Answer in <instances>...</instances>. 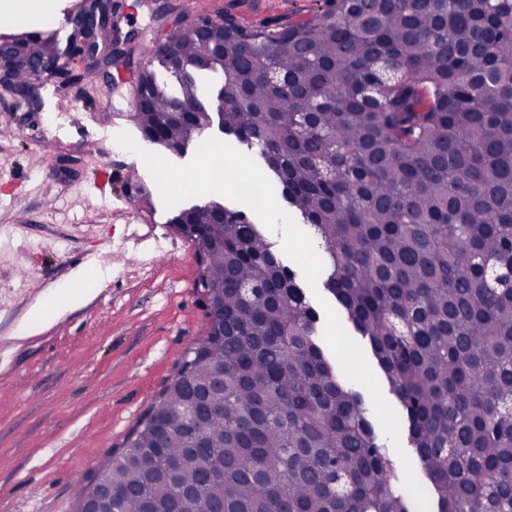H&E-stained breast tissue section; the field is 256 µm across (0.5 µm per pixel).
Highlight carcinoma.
<instances>
[{
    "label": "carcinoma",
    "mask_w": 512,
    "mask_h": 512,
    "mask_svg": "<svg viewBox=\"0 0 512 512\" xmlns=\"http://www.w3.org/2000/svg\"><path fill=\"white\" fill-rule=\"evenodd\" d=\"M306 24L224 20V56L149 75V139L258 150L320 239L321 287L368 339L437 512H512V0H328ZM195 288L224 307L112 451V512H410L320 314L241 211L203 217ZM224 387L206 385L217 372Z\"/></svg>",
    "instance_id": "carcinoma-1"
}]
</instances>
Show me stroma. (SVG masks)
I'll return each instance as SVG.
<instances>
[{
    "label": "stroma",
    "mask_w": 512,
    "mask_h": 512,
    "mask_svg": "<svg viewBox=\"0 0 512 512\" xmlns=\"http://www.w3.org/2000/svg\"><path fill=\"white\" fill-rule=\"evenodd\" d=\"M87 0L53 6L0 40L40 31L66 47ZM131 63L67 62L47 84L0 89V512H73L75 489L99 475L203 335L195 247L178 234L149 171L121 147L163 154L130 117L137 71L167 72L154 54L167 13L223 15L258 28L313 21L325 0H116ZM98 275L93 296L23 333L31 307Z\"/></svg>",
    "instance_id": "35a3bbf8"
}]
</instances>
